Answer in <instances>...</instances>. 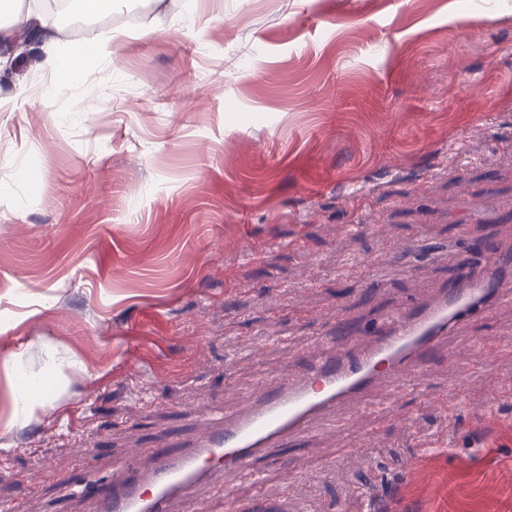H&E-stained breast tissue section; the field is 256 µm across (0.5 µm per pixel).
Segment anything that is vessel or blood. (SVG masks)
<instances>
[{
  "mask_svg": "<svg viewBox=\"0 0 512 512\" xmlns=\"http://www.w3.org/2000/svg\"><path fill=\"white\" fill-rule=\"evenodd\" d=\"M501 258L496 244H486L482 270L462 272L458 285L417 297L383 321L373 338L321 347L307 372H283L191 442L135 457L96 492V512H172L176 502L195 512L198 491L229 476L261 484L254 461L269 449L302 435L314 420L356 396L403 390L421 379L449 330L512 293V282L499 276Z\"/></svg>",
  "mask_w": 512,
  "mask_h": 512,
  "instance_id": "vessel-or-blood-1",
  "label": "vessel or blood"
}]
</instances>
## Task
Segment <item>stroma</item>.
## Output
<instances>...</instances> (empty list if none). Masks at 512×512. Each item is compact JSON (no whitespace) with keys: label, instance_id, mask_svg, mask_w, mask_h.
Returning a JSON list of instances; mask_svg holds the SVG:
<instances>
[{"label":"stroma","instance_id":"1","mask_svg":"<svg viewBox=\"0 0 512 512\" xmlns=\"http://www.w3.org/2000/svg\"><path fill=\"white\" fill-rule=\"evenodd\" d=\"M112 59L0 78V512H94L136 448L192 439L337 323L357 338L512 253V0H115ZM483 211L484 220L474 218ZM512 299L417 391L343 405L202 512H359L447 432L448 496L512 512ZM40 440L19 447L30 424Z\"/></svg>","mask_w":512,"mask_h":512}]
</instances>
